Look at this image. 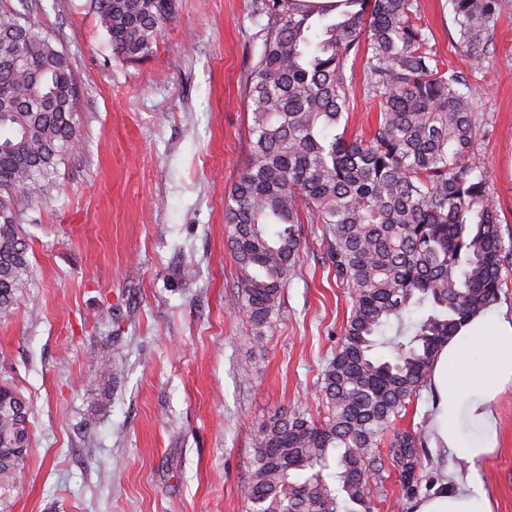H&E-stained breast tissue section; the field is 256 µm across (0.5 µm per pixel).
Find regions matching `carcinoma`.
Here are the masks:
<instances>
[{
	"label": "carcinoma",
	"mask_w": 512,
	"mask_h": 512,
	"mask_svg": "<svg viewBox=\"0 0 512 512\" xmlns=\"http://www.w3.org/2000/svg\"><path fill=\"white\" fill-rule=\"evenodd\" d=\"M470 67L483 66L501 0H448ZM173 0H90L114 54H151ZM266 18L243 93L249 159L224 206L239 270L237 308L263 339L302 249H324L353 306L323 378L326 416L282 414L255 441L241 493L248 512H373L380 446L423 387L442 345L497 303L512 265L496 202L472 160L480 131L464 76L429 45L417 0H254ZM379 110L367 140L346 138L353 76ZM76 79L25 13L0 11V313L29 273L18 194L55 187L83 148ZM424 308L417 321L404 313ZM389 350L378 357L375 350ZM29 410L0 385V512H9L29 447ZM403 490L421 478L415 436L388 448Z\"/></svg>",
	"instance_id": "obj_1"
}]
</instances>
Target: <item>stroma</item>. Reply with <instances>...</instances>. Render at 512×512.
<instances>
[{
    "instance_id": "35a3bbf8",
    "label": "stroma",
    "mask_w": 512,
    "mask_h": 512,
    "mask_svg": "<svg viewBox=\"0 0 512 512\" xmlns=\"http://www.w3.org/2000/svg\"><path fill=\"white\" fill-rule=\"evenodd\" d=\"M251 6L175 0L153 53L128 61L87 0H0L68 57L83 135L50 196H20L30 270L0 315V381L28 404L31 447L10 512H248L259 429L295 409L320 416L352 308L321 225L302 224L263 341L234 310L224 203L249 157ZM418 9L434 50L468 79L473 159L511 238L512 0L476 72L448 0ZM105 346L122 367L111 380L97 368ZM497 410L500 447L477 470L497 512H512V384Z\"/></svg>"
}]
</instances>
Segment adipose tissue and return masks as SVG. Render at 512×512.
I'll list each match as a JSON object with an SVG mask.
<instances>
[{
	"label": "adipose tissue",
	"mask_w": 512,
	"mask_h": 512,
	"mask_svg": "<svg viewBox=\"0 0 512 512\" xmlns=\"http://www.w3.org/2000/svg\"><path fill=\"white\" fill-rule=\"evenodd\" d=\"M512 383V315L485 310L472 316L440 349L428 375L435 396L430 423L434 447L456 460L481 463L499 447L497 398ZM479 427L464 435L462 419ZM492 496L476 491L474 473L436 486L411 512H496Z\"/></svg>",
	"instance_id": "adipose-tissue-1"
}]
</instances>
